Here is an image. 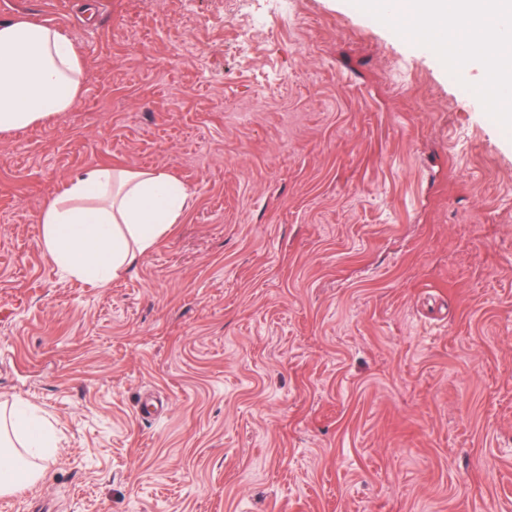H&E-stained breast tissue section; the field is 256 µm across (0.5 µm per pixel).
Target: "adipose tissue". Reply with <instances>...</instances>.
Here are the masks:
<instances>
[{
  "mask_svg": "<svg viewBox=\"0 0 512 512\" xmlns=\"http://www.w3.org/2000/svg\"><path fill=\"white\" fill-rule=\"evenodd\" d=\"M407 35L429 34L443 48L476 59L493 81L479 83L500 108L512 104V0H374ZM83 64L62 31L27 20L0 23V132L41 124L71 110ZM188 194L168 173L109 166L63 184L42 208L40 246L69 275L98 285L115 278L136 256L153 250L182 215ZM26 447H51L41 419L22 413L0 419V496L45 481L46 468L23 463Z\"/></svg>",
  "mask_w": 512,
  "mask_h": 512,
  "instance_id": "ef3b65f1",
  "label": "adipose tissue"
}]
</instances>
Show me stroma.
<instances>
[{"label":"stroma","instance_id":"1","mask_svg":"<svg viewBox=\"0 0 512 512\" xmlns=\"http://www.w3.org/2000/svg\"><path fill=\"white\" fill-rule=\"evenodd\" d=\"M289 2L0 0L85 65L0 133V405L56 441L0 512H512L507 120L367 0ZM99 166L189 200L96 286L39 217Z\"/></svg>","mask_w":512,"mask_h":512}]
</instances>
